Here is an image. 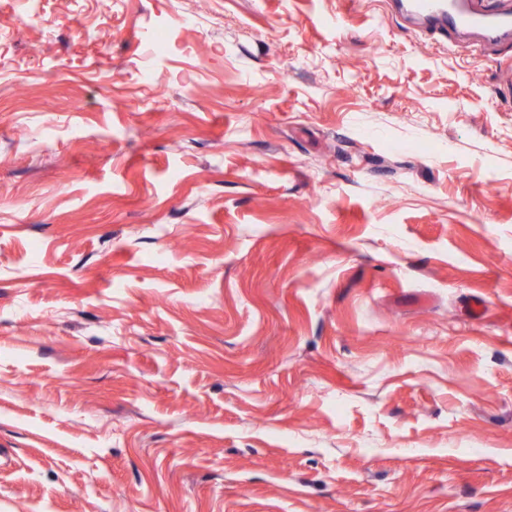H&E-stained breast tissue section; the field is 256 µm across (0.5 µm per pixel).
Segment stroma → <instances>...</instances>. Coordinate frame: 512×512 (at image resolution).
Returning <instances> with one entry per match:
<instances>
[{
	"mask_svg": "<svg viewBox=\"0 0 512 512\" xmlns=\"http://www.w3.org/2000/svg\"><path fill=\"white\" fill-rule=\"evenodd\" d=\"M506 62L377 0H0V512H512Z\"/></svg>",
	"mask_w": 512,
	"mask_h": 512,
	"instance_id": "35a3bbf8",
	"label": "stroma"
}]
</instances>
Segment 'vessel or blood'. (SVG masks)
<instances>
[{
	"label": "vessel or blood",
	"instance_id": "obj_1",
	"mask_svg": "<svg viewBox=\"0 0 512 512\" xmlns=\"http://www.w3.org/2000/svg\"><path fill=\"white\" fill-rule=\"evenodd\" d=\"M391 5L432 35L475 31L489 44L512 40V0H391Z\"/></svg>",
	"mask_w": 512,
	"mask_h": 512
}]
</instances>
